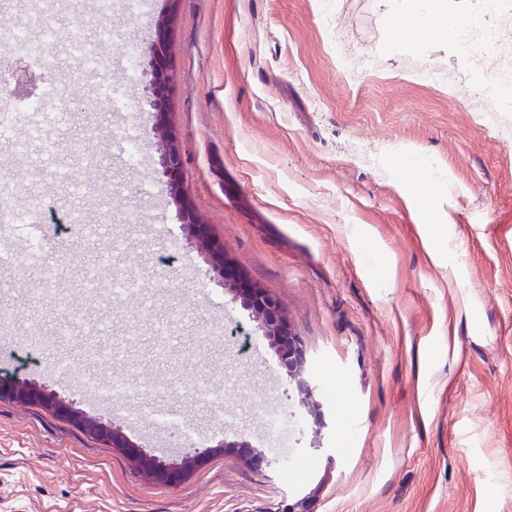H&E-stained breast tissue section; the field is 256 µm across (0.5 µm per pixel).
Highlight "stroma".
<instances>
[{
	"mask_svg": "<svg viewBox=\"0 0 512 512\" xmlns=\"http://www.w3.org/2000/svg\"><path fill=\"white\" fill-rule=\"evenodd\" d=\"M93 2L55 0L57 37L34 65L50 109L69 115L43 131L56 167L0 143L15 218L0 237V369L161 460L213 451L166 486L76 423L0 398V512H512V106L488 123L478 95L512 73V17L482 72L459 39L399 33L392 0H152L144 15L112 0L103 19ZM166 12L182 191L225 257L279 300L319 416L204 255L170 248L183 230L144 93ZM424 68L446 81L420 80ZM104 82L126 85L125 111ZM133 126L137 168L120 140ZM74 208L100 238L69 234ZM43 224L50 279L28 252ZM118 275L137 279L135 297L113 298ZM92 377L126 392L105 401ZM202 382L223 405L197 400ZM165 413L185 435L155 423ZM242 438L275 463L216 449Z\"/></svg>",
	"mask_w": 512,
	"mask_h": 512,
	"instance_id": "obj_1",
	"label": "stroma"
}]
</instances>
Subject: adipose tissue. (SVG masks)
<instances>
[{
  "mask_svg": "<svg viewBox=\"0 0 512 512\" xmlns=\"http://www.w3.org/2000/svg\"><path fill=\"white\" fill-rule=\"evenodd\" d=\"M396 26L419 34L430 33L442 38L453 37L465 21L463 14L449 12L446 0H395Z\"/></svg>",
  "mask_w": 512,
  "mask_h": 512,
  "instance_id": "adipose-tissue-1",
  "label": "adipose tissue"
}]
</instances>
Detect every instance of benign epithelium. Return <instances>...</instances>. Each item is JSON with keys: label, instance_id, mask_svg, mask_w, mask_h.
Segmentation results:
<instances>
[{"label": "benign epithelium", "instance_id": "obj_1", "mask_svg": "<svg viewBox=\"0 0 512 512\" xmlns=\"http://www.w3.org/2000/svg\"><path fill=\"white\" fill-rule=\"evenodd\" d=\"M170 18L161 15L155 23V35L152 40V56L150 59L151 80L146 87V102L156 119V130L160 137L159 165L161 174L173 195L178 207L179 219L184 232L183 247H194L205 253L213 271L220 277L224 291L231 295L234 303L250 312L257 328L279 355L289 384L304 399L312 397V388L306 374L305 354L301 341L288 326V321L279 301L266 291L253 286L244 275L225 260L221 250L214 247L205 225L182 197L180 184L183 170L181 151L168 133L166 124V102L171 88L168 68ZM16 67L12 72L14 82L33 84L36 74L29 66V59L15 60ZM11 398L22 402L43 404L65 419L79 425L85 432L113 445L117 444L137 457L146 476L167 485L179 484L186 471L198 463L209 452V449L194 448L179 463H166L151 456L137 446L131 444L121 429L113 423H106L99 418L84 414L75 403L58 398L44 386L31 379L15 380L0 379V398ZM228 447L240 459L258 464L265 460L264 453L253 448L252 444L242 438L230 445L223 443L219 447Z\"/></svg>", "mask_w": 512, "mask_h": 512}]
</instances>
